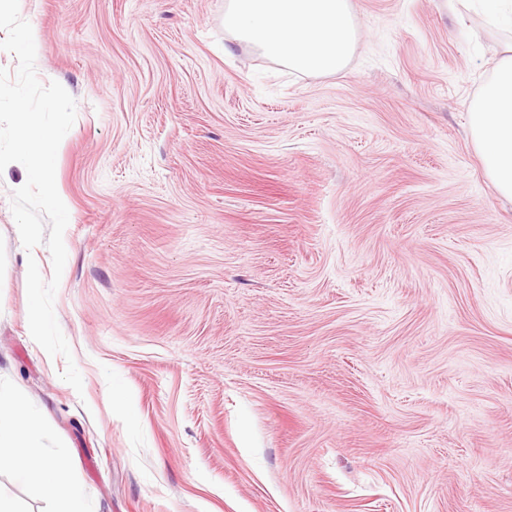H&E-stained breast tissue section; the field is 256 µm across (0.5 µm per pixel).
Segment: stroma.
Masks as SVG:
<instances>
[{
    "instance_id": "stroma-1",
    "label": "stroma",
    "mask_w": 512,
    "mask_h": 512,
    "mask_svg": "<svg viewBox=\"0 0 512 512\" xmlns=\"http://www.w3.org/2000/svg\"><path fill=\"white\" fill-rule=\"evenodd\" d=\"M226 0H20L75 99L54 313L27 323L0 173V384L88 512H512V202L467 107L512 39L448 0H351L338 75L224 30ZM125 392L121 414L112 394ZM19 512H52L0 474Z\"/></svg>"
}]
</instances>
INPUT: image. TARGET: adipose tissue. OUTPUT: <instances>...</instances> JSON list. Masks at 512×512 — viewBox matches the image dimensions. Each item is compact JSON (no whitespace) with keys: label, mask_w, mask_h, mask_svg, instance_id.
<instances>
[{"label":"adipose tissue","mask_w":512,"mask_h":512,"mask_svg":"<svg viewBox=\"0 0 512 512\" xmlns=\"http://www.w3.org/2000/svg\"><path fill=\"white\" fill-rule=\"evenodd\" d=\"M224 30L294 73L335 75L349 65L358 30L350 0H227ZM468 134L496 192L512 200V44L499 53L471 100ZM15 391L0 386V471L57 492L55 512H87L83 489Z\"/></svg>","instance_id":"ef3b65f1"}]
</instances>
